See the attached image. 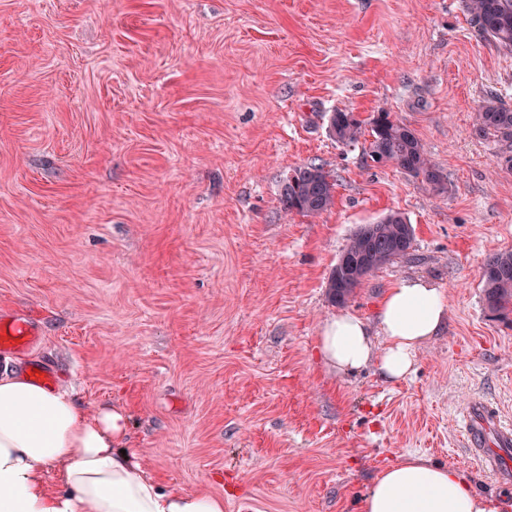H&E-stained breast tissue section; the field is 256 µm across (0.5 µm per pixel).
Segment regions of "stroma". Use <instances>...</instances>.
<instances>
[{"mask_svg": "<svg viewBox=\"0 0 512 512\" xmlns=\"http://www.w3.org/2000/svg\"><path fill=\"white\" fill-rule=\"evenodd\" d=\"M493 93L512 104V52L462 0H0V315L39 336L0 370L57 363L163 487L224 512H359L408 454L511 503L457 424L473 397L512 421V323L481 282L512 250V145L474 130ZM338 110L406 124L444 192L336 142ZM308 163L336 184L317 217L281 203ZM392 211L412 248L333 305L350 237ZM409 277L448 301L413 372L328 368L324 322L375 321Z\"/></svg>", "mask_w": 512, "mask_h": 512, "instance_id": "stroma-1", "label": "stroma"}]
</instances>
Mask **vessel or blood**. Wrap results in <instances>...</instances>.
<instances>
[{
  "label": "vessel or blood",
  "instance_id": "vessel-or-blood-1",
  "mask_svg": "<svg viewBox=\"0 0 512 512\" xmlns=\"http://www.w3.org/2000/svg\"><path fill=\"white\" fill-rule=\"evenodd\" d=\"M37 340L30 317L15 316L0 321V356L25 351ZM465 446L483 470L502 483L512 482V468L503 460L505 449L512 447V422L504 420L498 406L482 399L470 400L461 416Z\"/></svg>",
  "mask_w": 512,
  "mask_h": 512
}]
</instances>
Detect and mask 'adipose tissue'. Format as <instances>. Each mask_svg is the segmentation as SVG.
<instances>
[{"instance_id":"adipose-tissue-1","label":"adipose tissue","mask_w":512,"mask_h":512,"mask_svg":"<svg viewBox=\"0 0 512 512\" xmlns=\"http://www.w3.org/2000/svg\"><path fill=\"white\" fill-rule=\"evenodd\" d=\"M448 303L428 280L406 278L378 304L377 325L344 311L321 330L319 352L339 374L375 366L403 379L444 326ZM128 417L102 406L80 412L64 391L0 373V512H224L223 498L166 489L124 448ZM56 484H49L48 473ZM462 470L407 455L378 471L360 512H505Z\"/></svg>"}]
</instances>
